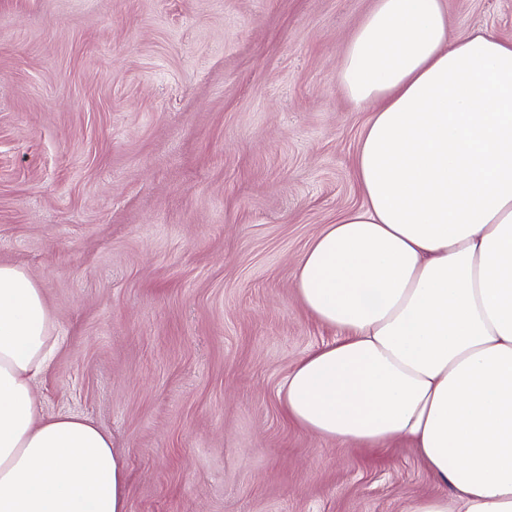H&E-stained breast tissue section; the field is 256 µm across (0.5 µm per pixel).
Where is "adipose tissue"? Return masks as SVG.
Here are the masks:
<instances>
[{
  "label": "adipose tissue",
  "instance_id": "1",
  "mask_svg": "<svg viewBox=\"0 0 512 512\" xmlns=\"http://www.w3.org/2000/svg\"><path fill=\"white\" fill-rule=\"evenodd\" d=\"M336 81L372 109L365 204L296 264L335 336L283 412L344 448H415L438 490L408 512H512V41L451 34L443 0H375ZM58 345L35 278L0 264V512H127L111 436L36 401Z\"/></svg>",
  "mask_w": 512,
  "mask_h": 512
}]
</instances>
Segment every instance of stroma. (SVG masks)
<instances>
[{
  "instance_id": "1",
  "label": "stroma",
  "mask_w": 512,
  "mask_h": 512,
  "mask_svg": "<svg viewBox=\"0 0 512 512\" xmlns=\"http://www.w3.org/2000/svg\"><path fill=\"white\" fill-rule=\"evenodd\" d=\"M512 40V0H445ZM373 0H0V264L61 338L36 387L128 470L127 512H408L415 449H337L278 390L333 332L312 238L364 202L336 82Z\"/></svg>"
}]
</instances>
